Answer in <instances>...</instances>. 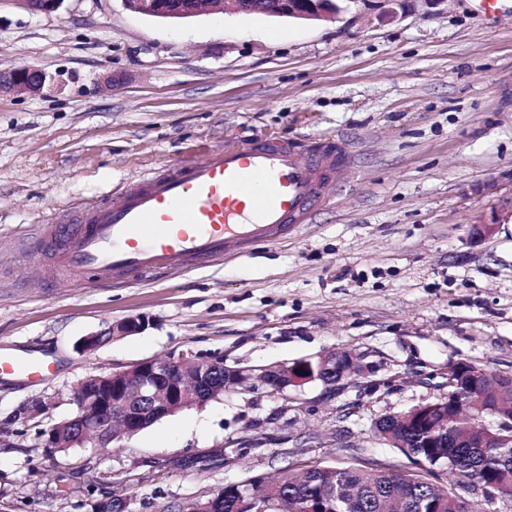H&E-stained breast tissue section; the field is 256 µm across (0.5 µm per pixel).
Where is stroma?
I'll return each instance as SVG.
<instances>
[{
    "mask_svg": "<svg viewBox=\"0 0 512 512\" xmlns=\"http://www.w3.org/2000/svg\"><path fill=\"white\" fill-rule=\"evenodd\" d=\"M28 66L62 88L0 96V351L51 371L0 377V512H92L113 493L133 512H172L265 471H411L375 436L381 415L438 398L451 361L512 375V16L404 0L392 22L364 4L325 21L206 10L169 22L122 0L50 14L0 0V70ZM269 133L333 136L354 161L288 238L119 284L38 280V227L55 213ZM131 315L150 326L76 350ZM332 348L369 352L376 389L229 392L109 448L46 445L88 376ZM353 401L359 412L339 420ZM217 448L209 468L175 465Z\"/></svg>",
    "mask_w": 512,
    "mask_h": 512,
    "instance_id": "obj_1",
    "label": "stroma"
}]
</instances>
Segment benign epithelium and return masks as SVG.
Masks as SVG:
<instances>
[{
    "label": "benign epithelium",
    "instance_id": "obj_1",
    "mask_svg": "<svg viewBox=\"0 0 512 512\" xmlns=\"http://www.w3.org/2000/svg\"><path fill=\"white\" fill-rule=\"evenodd\" d=\"M34 12L57 11L63 0H25ZM125 7L141 15L162 19H187L208 8L216 12L236 14H263L297 20L334 19L341 12L334 0H185L180 6L169 8L162 0H123ZM59 82L40 68L26 67L0 70V95L20 93L42 95L58 87ZM149 326L144 315L129 316L99 332L83 337L77 349L83 353L96 350L111 340L143 332ZM367 352L355 353L338 349L298 360L292 364L277 362L262 366L227 365L224 357L198 360L183 355L179 358L149 359L106 375L89 376L78 385L71 419L48 431L46 446L73 448L94 441L102 448L117 443L161 418L184 408L201 406L216 398L215 387L221 385L234 391L257 390L282 393L300 382L318 381L325 387H367L372 366L365 362ZM300 370L303 379L291 375ZM448 391L441 397L453 399L464 388H475L480 375L468 361L448 363ZM223 451H210L183 459V469H205L222 458ZM271 472L257 473L245 481L229 486L232 492L268 484ZM458 489L464 492L479 490L485 496L492 512H509L512 499L506 494L493 493L483 482L467 481Z\"/></svg>",
    "mask_w": 512,
    "mask_h": 512
}]
</instances>
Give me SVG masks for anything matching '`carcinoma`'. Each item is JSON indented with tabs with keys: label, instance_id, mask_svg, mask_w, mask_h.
<instances>
[{
	"label": "carcinoma",
	"instance_id": "cac0c4a2",
	"mask_svg": "<svg viewBox=\"0 0 512 512\" xmlns=\"http://www.w3.org/2000/svg\"><path fill=\"white\" fill-rule=\"evenodd\" d=\"M488 383L478 392L476 404L467 414L453 421L454 426L470 427L484 421L487 408L497 409L503 423L490 429L483 441L475 436L467 445L446 443L431 448L430 434L411 424L403 428L401 441L394 444L401 453L420 464L415 472H400L386 467L311 466L298 478L278 473L275 482L260 490L272 503L286 497L297 512H307L311 503L336 493L334 512H472L469 504L456 496L455 485L466 480H482L499 487L512 486V398L499 399L494 386L497 376L484 369ZM452 458V466L442 467L438 460ZM448 481L440 482V473Z\"/></svg>",
	"mask_w": 512,
	"mask_h": 512
}]
</instances>
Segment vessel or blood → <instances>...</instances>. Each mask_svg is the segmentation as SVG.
<instances>
[{
  "mask_svg": "<svg viewBox=\"0 0 512 512\" xmlns=\"http://www.w3.org/2000/svg\"><path fill=\"white\" fill-rule=\"evenodd\" d=\"M352 157L342 141L275 136L230 144L134 182L111 204L43 225L45 277L126 279L191 268L234 248L270 242L307 222ZM48 364L0 354L1 375L31 378Z\"/></svg>",
  "mask_w": 512,
  "mask_h": 512,
  "instance_id": "obj_1",
  "label": "vessel or blood"
}]
</instances>
